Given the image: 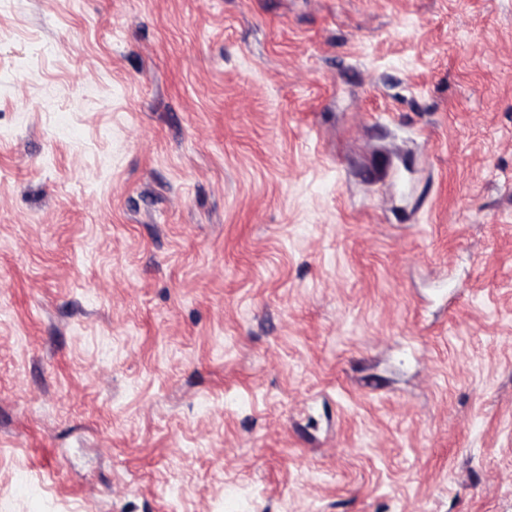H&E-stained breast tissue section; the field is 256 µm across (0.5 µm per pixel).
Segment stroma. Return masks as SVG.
Masks as SVG:
<instances>
[{
  "instance_id": "35a3bbf8",
  "label": "stroma",
  "mask_w": 512,
  "mask_h": 512,
  "mask_svg": "<svg viewBox=\"0 0 512 512\" xmlns=\"http://www.w3.org/2000/svg\"><path fill=\"white\" fill-rule=\"evenodd\" d=\"M0 512H512V0H0Z\"/></svg>"
}]
</instances>
